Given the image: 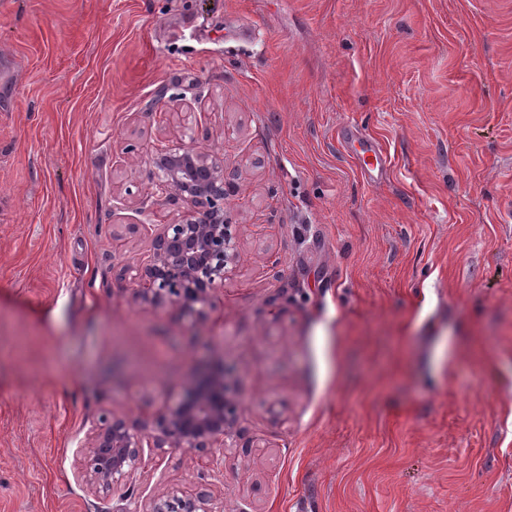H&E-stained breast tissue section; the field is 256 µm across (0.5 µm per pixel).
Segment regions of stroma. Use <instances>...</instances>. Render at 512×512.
<instances>
[{
    "label": "stroma",
    "mask_w": 512,
    "mask_h": 512,
    "mask_svg": "<svg viewBox=\"0 0 512 512\" xmlns=\"http://www.w3.org/2000/svg\"><path fill=\"white\" fill-rule=\"evenodd\" d=\"M189 141L234 178L201 316L137 277L188 209L151 155ZM206 361L233 438L94 494L102 415ZM199 483L224 512H512V0H0V512Z\"/></svg>",
    "instance_id": "stroma-1"
}]
</instances>
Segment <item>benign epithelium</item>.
<instances>
[{"instance_id": "1", "label": "benign epithelium", "mask_w": 512, "mask_h": 512, "mask_svg": "<svg viewBox=\"0 0 512 512\" xmlns=\"http://www.w3.org/2000/svg\"><path fill=\"white\" fill-rule=\"evenodd\" d=\"M151 163L195 211L179 221L148 225L153 252L138 270L149 282L144 298L202 314L238 258L233 225L224 218L230 191L224 158L189 142L176 149L155 148ZM224 376V365L212 366L205 380L188 383L177 402L136 426L114 414L104 415L101 427L79 450V478L96 494L106 497L121 488L127 499L132 491L124 481L141 464L144 449L224 446L233 433L238 399L228 391ZM141 512L219 510L209 489L189 487L151 496Z\"/></svg>"}]
</instances>
